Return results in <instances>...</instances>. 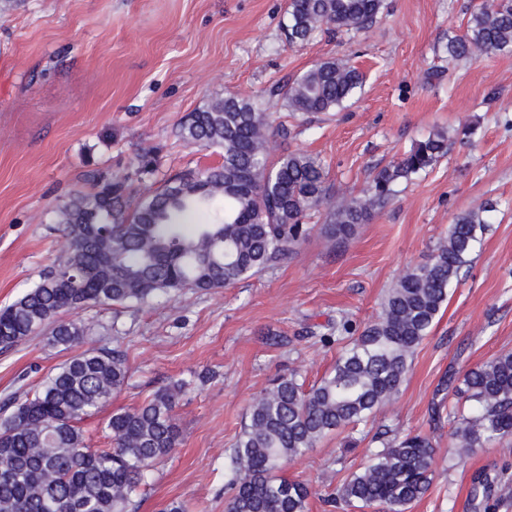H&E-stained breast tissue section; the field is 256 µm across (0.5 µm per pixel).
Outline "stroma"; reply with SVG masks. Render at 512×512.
Wrapping results in <instances>:
<instances>
[{
    "instance_id": "stroma-1",
    "label": "stroma",
    "mask_w": 512,
    "mask_h": 512,
    "mask_svg": "<svg viewBox=\"0 0 512 512\" xmlns=\"http://www.w3.org/2000/svg\"><path fill=\"white\" fill-rule=\"evenodd\" d=\"M483 0H385L371 28L322 30L292 45L287 0H23L0 10V307L65 260L55 210L85 175L154 188L186 168L219 165L215 149L176 137L182 119L225 90L251 92L275 117L274 154L302 150L321 161L340 198L359 195L383 167L430 132L448 133V153L397 194L344 244L328 248L314 228L297 252L238 284L159 298L142 308L91 307L79 320L94 346L124 352V389L84 425L106 448L101 421L132 409L169 381L189 390L175 408L176 451L151 472L134 512L172 501L190 512H225V463L253 398L281 375L314 384L363 329L406 270L425 263L455 216L493 201L469 267L415 351L398 395L355 443L322 439L288 465L307 484L309 512H335L325 493L358 471L386 430L432 435L436 465L409 512H473L472 478L512 483V438L452 459L447 418L430 407L447 372L464 376L512 351V53L448 58ZM339 58L364 76L359 98L329 114L292 113L276 96L314 64ZM472 135H464V128ZM151 152L153 172L139 157ZM33 336L0 351V401L36 387L69 358Z\"/></svg>"
}]
</instances>
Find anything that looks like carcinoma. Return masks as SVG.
I'll return each instance as SVG.
<instances>
[{"label": "carcinoma", "mask_w": 512, "mask_h": 512, "mask_svg": "<svg viewBox=\"0 0 512 512\" xmlns=\"http://www.w3.org/2000/svg\"><path fill=\"white\" fill-rule=\"evenodd\" d=\"M383 9L384 0H288V42L304 43L324 27L355 36ZM511 51L512 0H487L470 14L464 34L448 37L450 60ZM362 86L356 67L330 59L278 94L290 112L325 114ZM272 136V113L247 92L227 91L189 113L177 132L187 146L218 149L220 165L177 173L133 204L126 180L90 173L86 180L97 190H76L56 209L67 257L0 308V350L47 329L50 346L81 351L32 393L0 404V512H128L155 462L179 445L174 409L187 390L183 381L109 415L103 425L111 447L88 445L83 423L123 389L130 371L123 353L88 346L84 326L62 314L228 288L293 254L316 213L324 214L327 240L341 244L385 207L400 180L448 153V134L432 132L381 169L361 195L337 204L320 161L301 151L271 159ZM488 211L481 205L454 218L430 259L388 291L378 316L327 376L307 390L282 376L253 400L228 456L226 512H308L310 488L285 468L327 435L367 424L399 392L412 355L471 261ZM439 392L433 412L448 410L456 459L512 437L511 351L470 369L459 383L448 373ZM434 462L427 434L384 441L325 501L336 509L407 512L428 491ZM492 484L487 473L476 475L472 500L489 498Z\"/></svg>", "instance_id": "obj_1"}]
</instances>
